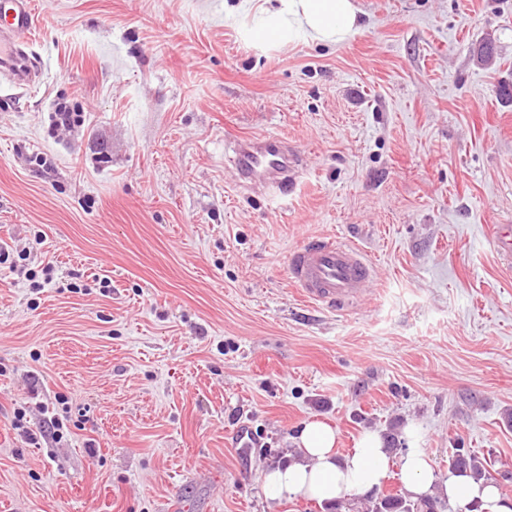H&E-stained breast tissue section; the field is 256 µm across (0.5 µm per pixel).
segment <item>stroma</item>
I'll list each match as a JSON object with an SVG mask.
<instances>
[{"label":"stroma","mask_w":512,"mask_h":512,"mask_svg":"<svg viewBox=\"0 0 512 512\" xmlns=\"http://www.w3.org/2000/svg\"><path fill=\"white\" fill-rule=\"evenodd\" d=\"M33 2L0 247L55 275L0 269V512H324L260 479L311 419L342 453L394 435L439 484L458 446L512 470V0H356L339 46L253 44L238 0ZM60 102L80 125L53 130ZM259 135L303 157L288 197L239 183ZM322 235L372 261L361 304L289 286Z\"/></svg>","instance_id":"stroma-1"}]
</instances>
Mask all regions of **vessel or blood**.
<instances>
[{"label":"vessel or blood","instance_id":"b4317fda","mask_svg":"<svg viewBox=\"0 0 512 512\" xmlns=\"http://www.w3.org/2000/svg\"><path fill=\"white\" fill-rule=\"evenodd\" d=\"M34 25L31 0H0V79L25 90L33 86L35 71L24 63L21 46ZM233 165L244 182L284 195L300 158L283 138L259 136L235 145ZM288 275L303 300L333 311L365 298L373 268L359 248L332 236L314 237L290 252Z\"/></svg>","mask_w":512,"mask_h":512}]
</instances>
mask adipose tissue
<instances>
[{
  "label": "adipose tissue",
  "instance_id": "obj_1",
  "mask_svg": "<svg viewBox=\"0 0 512 512\" xmlns=\"http://www.w3.org/2000/svg\"><path fill=\"white\" fill-rule=\"evenodd\" d=\"M255 11L256 22L249 35L260 43L304 39L337 45L362 28L354 0H261ZM336 439L328 423L305 422L296 439L295 457L263 473V485L270 497L332 504L380 488L391 465L381 437L363 434L345 454L336 451ZM400 473L404 488L416 497L427 494L434 483L430 458L422 452L403 456ZM443 491L449 505L458 512L472 504L477 505L478 512H512V500L505 498L496 485L466 475L450 476Z\"/></svg>",
  "mask_w": 512,
  "mask_h": 512
}]
</instances>
